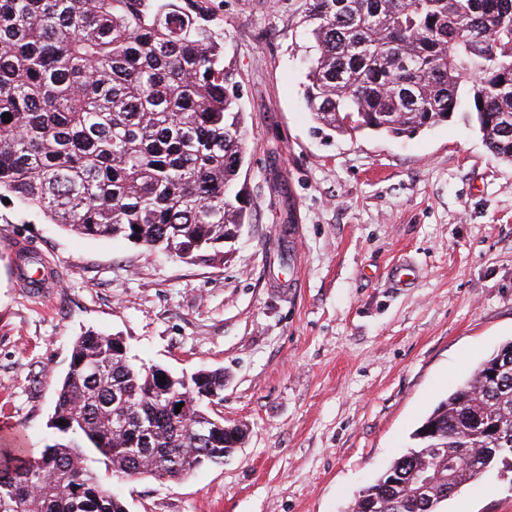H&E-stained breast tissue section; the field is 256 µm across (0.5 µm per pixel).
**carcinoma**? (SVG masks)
Returning <instances> with one entry per match:
<instances>
[{
	"label": "carcinoma",
	"instance_id": "carcinoma-1",
	"mask_svg": "<svg viewBox=\"0 0 512 512\" xmlns=\"http://www.w3.org/2000/svg\"><path fill=\"white\" fill-rule=\"evenodd\" d=\"M305 18V103L325 128L401 137L465 100L489 152L512 161V0H308ZM223 41L201 0H0V193L86 237L224 261L247 206ZM498 357L435 406L348 512L366 499L376 512H442L462 486L512 470V367L490 381ZM204 392L215 399L194 400ZM223 400L224 372L147 371L120 337L85 331L56 392L53 443L35 457L18 439L0 447V512H124L102 472L179 480L224 463ZM466 412L496 449L482 467L464 451Z\"/></svg>",
	"mask_w": 512,
	"mask_h": 512
}]
</instances>
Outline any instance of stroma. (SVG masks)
<instances>
[{
  "label": "stroma",
  "mask_w": 512,
  "mask_h": 512,
  "mask_svg": "<svg viewBox=\"0 0 512 512\" xmlns=\"http://www.w3.org/2000/svg\"><path fill=\"white\" fill-rule=\"evenodd\" d=\"M240 84L248 221L221 265L93 239L0 202V435L47 442L72 344L134 364L223 369L245 438L182 481L118 483L128 512H346L470 371L512 339V163L467 110L412 137L326 138L304 108L305 0H204ZM23 238L59 287L17 285ZM415 265L404 288L390 268ZM445 512H512V473Z\"/></svg>",
  "instance_id": "35a3bbf8"
}]
</instances>
